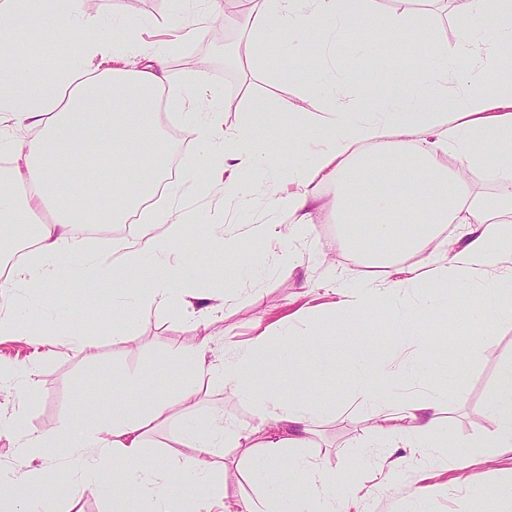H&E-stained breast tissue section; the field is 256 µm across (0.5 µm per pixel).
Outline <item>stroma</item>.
I'll use <instances>...</instances> for the list:
<instances>
[{
  "instance_id": "35a3bbf8",
  "label": "stroma",
  "mask_w": 512,
  "mask_h": 512,
  "mask_svg": "<svg viewBox=\"0 0 512 512\" xmlns=\"http://www.w3.org/2000/svg\"><path fill=\"white\" fill-rule=\"evenodd\" d=\"M94 23L103 34H119L122 40L145 42L153 27L182 23L195 31L193 39L174 55L171 73L175 82H186L203 75L216 97L229 102L221 120L225 128L237 127L248 99L267 101L271 111L292 106L299 96L316 97L313 80L320 69L317 50L301 58L288 55L278 35H267L256 63L228 67L224 48L210 32L222 22L221 17L204 21L187 9L184 0H92ZM425 45L402 42L390 45L382 55L380 67L363 65L351 76L353 84L364 87L373 97L398 92L413 58L431 66ZM177 206L194 211L198 221L182 239L177 250L182 274L200 280L219 279L231 288L232 297L210 328L212 359L219 360L225 350L243 345L256 326H268L302 311L316 312L320 327L318 346L293 348L279 342L280 355L274 366L277 392L315 396L327 411L318 428L315 445L303 449V456L325 459L337 474L365 470L370 481V496L360 506L361 512H499L490 489L512 485V454L501 455L493 448L476 447L481 436L489 434L494 419L486 409L492 395L500 363L512 359V324L487 329L488 342L478 353L459 347L453 356L456 374L434 378L433 365H426V381L419 385L422 394L438 398L442 408L436 435L446 437L456 456L458 468L442 471L432 468L429 459L412 449H396L402 474H388V462L376 455H364L360 447L370 437L367 414L354 397V385L347 364L355 350L348 339V322L333 316V297L326 288L336 284L354 287L360 278L384 279V266L368 263L346 241L344 224L335 214L322 211L315 215L309 245L293 247L291 241L273 240L257 244L242 253L234 266H225L217 258L202 259L207 215L214 202L204 189L194 192L167 193L160 208ZM297 249L299 259L294 269L278 263L282 251ZM336 254V271L328 273L319 263L324 251ZM112 291L109 284L87 286L79 282L52 288L20 291L18 319L21 331L40 335L44 343L37 368H30L31 347L16 336L0 337V357L12 360L20 370H32V386L0 390V413L23 411L28 429L34 433L50 431L58 421L77 412L90 401L104 411H111L114 398H121L127 409H137L151 397L175 390L173 375L176 361L169 351L191 337L200 335L195 322L179 311L129 312L130 330L135 343L112 337ZM92 336L96 346L83 354L70 346L69 337ZM334 355L335 374L323 378H299L318 357ZM129 369L153 373L151 383L128 382L121 394L112 390V372ZM224 411L245 423H253L252 408L225 391L222 384L205 382L198 413ZM478 482H470L472 474ZM264 488L253 464L245 460L241 449L224 451L225 501L234 512H243L257 500Z\"/></svg>"
}]
</instances>
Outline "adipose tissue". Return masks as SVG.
<instances>
[{"mask_svg":"<svg viewBox=\"0 0 512 512\" xmlns=\"http://www.w3.org/2000/svg\"><path fill=\"white\" fill-rule=\"evenodd\" d=\"M416 0H404L400 12L385 13L373 0H250L242 21V52L254 60L255 40L279 32L288 41L291 56L306 52V41L317 35L325 52L352 32L366 37L368 61H376L388 44L406 40L429 44L436 59L430 71H413L404 89L382 98L351 93L341 83L328 86L324 103L311 104L272 116L265 102L250 101L238 129L226 130L220 120L222 104L210 86L193 81L183 88L172 84L170 57L190 41L193 29L176 27L175 36L149 46L130 45L101 35L86 12V0H0V153L11 167L0 175V223L22 214L33 230L35 260L13 263L0 277V335L16 331L13 296L21 288L95 280L115 283L112 313L127 314L129 304L165 311L204 305L210 293L185 282L175 244L194 223L193 213L149 211L145 226L130 239L111 242L108 255L90 251L77 227L81 224H122L153 193L166 167L169 144L156 123V99L167 94L171 107L184 115L203 155H218L220 168L190 169V187L206 183L225 200L253 192L265 197L266 215L237 230L224 226V210H211L208 247L233 263L248 246L287 233L305 242L314 214L326 209L349 224L354 249L372 259L394 265L388 279H365L354 288L337 289L332 311L351 320L352 344L360 356L370 355L365 344L364 319L383 299L400 319L424 314L439 323L436 303L424 310L396 304L407 288L427 283L455 288L475 280L490 281L485 289L478 325L512 324V207L489 211L473 199L468 175L473 171L501 174L512 186V0H454L458 17L456 46L433 41ZM22 17L35 27L51 28L69 50L66 67L44 69L40 57H31L25 70L12 67L15 40L13 18ZM468 51L475 62L467 71L457 67L458 51ZM498 69L490 90L475 92L485 66ZM432 95H425V87ZM300 125L314 129L316 144H303L304 164L294 169L289 188L274 175L275 159L264 141L275 129ZM27 129L33 136L15 140L8 129ZM463 165L446 167L447 154ZM69 159L72 171L99 179L100 189L112 198L102 206L87 195L62 197L60 159ZM123 168L147 165L151 175L136 190L125 181L100 179L105 159ZM445 224L461 225L458 236L443 243L442 257L431 265H403L404 257L424 252L440 241ZM368 226V236L357 234ZM153 261L156 273L150 284L136 288L138 272ZM295 343L299 331L291 322L257 331L250 344L224 354L221 365L208 359V342L178 345L179 387L151 398L129 411L113 405L104 414L85 407L80 416L62 418L47 434L26 432L25 417L16 412L0 418V425L18 431L16 455L24 462L13 484L24 485L26 497L12 486L0 487V512H52L56 501L76 489L106 488L111 512H202L224 501V469L216 463L224 449H242L256 464L275 493L264 494L250 512H301L286 508L284 495L296 479L310 490V512H336L338 500L356 499L365 489L362 476L337 482L327 463L297 456L300 448L314 445L315 426L325 415L318 403L281 398L253 381L252 373L271 365L278 352L274 337ZM396 349L375 357L377 369L356 370L354 383L359 404L372 412V431L381 448H412L431 452L437 468H455L457 460L447 440L432 429L440 410L438 401L412 394L394 399L390 390L376 385L380 372L403 384L416 374L415 343H433L442 360H450L454 343L429 335L399 333ZM218 376L239 400L250 403L258 419L244 428L222 414L195 420L198 381L203 371ZM490 412L495 427L481 445L512 453V359L498 370ZM189 421V428L171 437L175 448H195L193 461L150 457L145 453L151 435L173 422ZM65 449L77 462L76 470L60 475L50 467L28 469L29 460L47 448ZM111 455V471L87 463L91 450ZM181 483H174V471Z\"/></svg>","mask_w":512,"mask_h":512,"instance_id":"adipose-tissue-1","label":"adipose tissue"}]
</instances>
